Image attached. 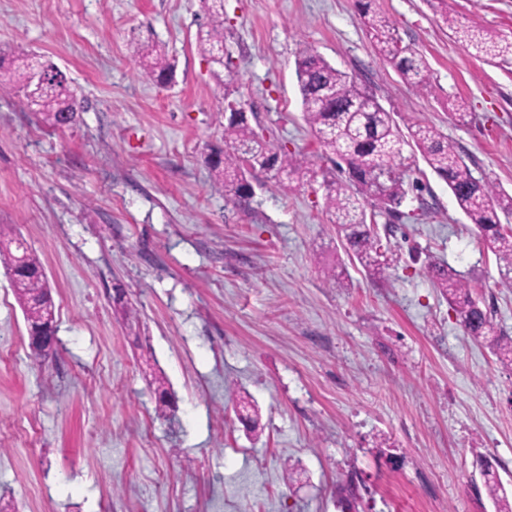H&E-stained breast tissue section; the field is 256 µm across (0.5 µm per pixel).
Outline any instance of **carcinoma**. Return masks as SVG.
<instances>
[{"instance_id": "carcinoma-1", "label": "carcinoma", "mask_w": 512, "mask_h": 512, "mask_svg": "<svg viewBox=\"0 0 512 512\" xmlns=\"http://www.w3.org/2000/svg\"><path fill=\"white\" fill-rule=\"evenodd\" d=\"M209 24L199 33L204 53L212 55L224 45L223 0H202ZM362 4L358 15L366 27L378 54L388 61L409 85L427 93L433 91L428 62L423 55L401 38L388 18L372 9L374 0H357ZM441 20L454 41L472 49L475 56L501 67L512 66V41L487 31L463 26L448 15L447 0H438ZM132 54L143 75L161 82L172 74L174 64L165 50L154 43L136 42ZM216 81L229 96L235 77L224 73V60H212ZM53 73L57 67L39 62L22 53L9 59L0 57V92L23 94L38 107L42 121L57 128L62 118L76 120V95L63 74L44 85L32 82L36 67ZM301 96L303 119L323 148L336 157V167L347 174L342 179L302 159L279 152L267 135L251 124L250 116L235 110L224 123V148L209 158L213 176L211 187L224 198L246 209L253 198L246 173L263 171L273 174L280 186L293 190V178L321 180L325 208L333 217L342 237L346 254L359 262L372 279H383L393 258L382 251L377 225L368 220L367 208L397 213L407 196L405 173L412 157L404 147L416 149L430 169L448 185L458 208L496 255L500 282L512 288V233L501 224L500 213H512V196L501 193L488 180L473 176L455 147L438 129L419 122L399 123L397 113L386 110L370 88L332 66L316 51L304 49L295 62ZM0 264L11 275L12 285L28 325L35 326L55 317V306L47 288L46 273L39 257L28 252L24 268H16L15 253L0 247ZM432 280L448 304L456 311L465 333L488 344L498 359L512 366V338L494 334L490 312L473 298L471 288L456 270L447 264H429ZM486 487L497 512H512L506 490L497 477L486 480Z\"/></svg>"}]
</instances>
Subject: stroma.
I'll return each instance as SVG.
<instances>
[{"label":"stroma","instance_id":"stroma-1","mask_svg":"<svg viewBox=\"0 0 512 512\" xmlns=\"http://www.w3.org/2000/svg\"><path fill=\"white\" fill-rule=\"evenodd\" d=\"M447 2L512 40V0ZM374 7L425 56L433 92L377 55L355 0H224L236 100L275 147L333 169L295 75L314 48L512 194V70L450 39L428 0ZM206 21L201 0H0V52L53 62L81 102L52 130L23 95L0 98V239L40 258L60 339L29 358L0 266V495L17 512H495L481 463L512 495V368L465 334L427 272L457 270L512 337L493 250L420 159L401 217L374 213L398 256L378 282L347 256L319 185L286 192L254 172L246 211L213 191L227 102L197 42ZM135 38L165 44L169 84L142 77Z\"/></svg>","mask_w":512,"mask_h":512}]
</instances>
